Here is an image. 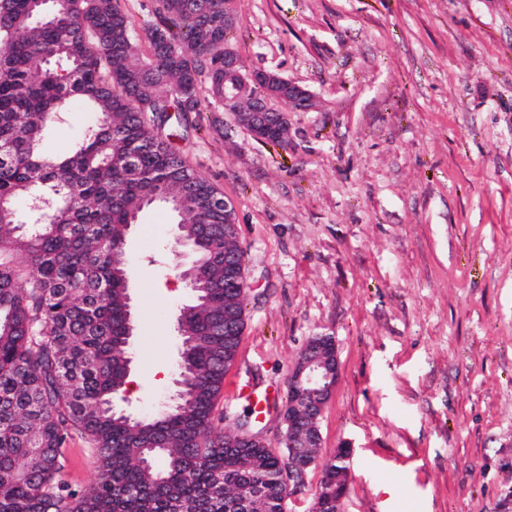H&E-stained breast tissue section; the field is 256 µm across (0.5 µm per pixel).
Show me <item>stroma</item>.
<instances>
[{"mask_svg": "<svg viewBox=\"0 0 512 512\" xmlns=\"http://www.w3.org/2000/svg\"><path fill=\"white\" fill-rule=\"evenodd\" d=\"M235 12L245 68L278 72L313 105L289 112L281 147L214 108L162 128L232 205L245 260V325L212 436L248 417L283 452L291 368L331 335L339 379L287 512H311L344 445L343 512H512V0H235ZM93 120L72 105L49 152ZM177 223L151 206L127 236L122 407L136 417L174 391L191 298ZM89 448L77 432L64 448L79 488L96 479Z\"/></svg>", "mask_w": 512, "mask_h": 512, "instance_id": "obj_1", "label": "stroma"}]
</instances>
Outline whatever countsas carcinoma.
<instances>
[{
    "instance_id": "cac0c4a2",
    "label": "carcinoma",
    "mask_w": 512,
    "mask_h": 512,
    "mask_svg": "<svg viewBox=\"0 0 512 512\" xmlns=\"http://www.w3.org/2000/svg\"><path fill=\"white\" fill-rule=\"evenodd\" d=\"M149 51L118 0H0V512H276L280 455L210 436L244 329L220 336L224 199L153 117L224 105V0H162ZM38 72H33L34 68ZM207 78L201 96V77ZM95 114L66 155L43 147L68 104ZM158 202L180 223L209 288L180 310L183 387L140 426L112 410L132 349L123 280L128 224ZM87 437L93 485L62 448Z\"/></svg>"
}]
</instances>
